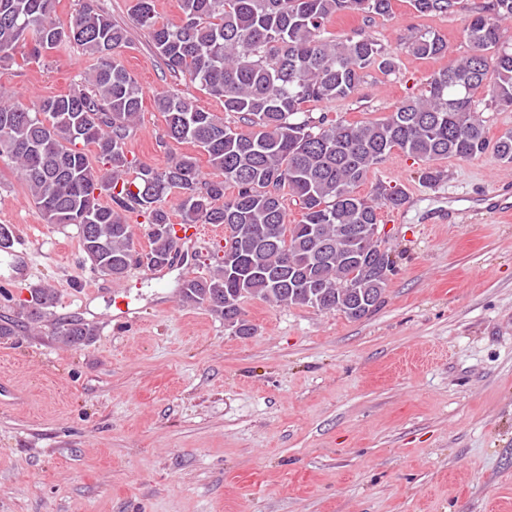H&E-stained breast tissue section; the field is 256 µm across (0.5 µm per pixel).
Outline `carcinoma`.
<instances>
[{
	"instance_id": "carcinoma-1",
	"label": "carcinoma",
	"mask_w": 512,
	"mask_h": 512,
	"mask_svg": "<svg viewBox=\"0 0 512 512\" xmlns=\"http://www.w3.org/2000/svg\"><path fill=\"white\" fill-rule=\"evenodd\" d=\"M131 22L150 31L156 54L238 115L231 126L185 96L154 100L165 137L189 141L207 157L214 176L204 179L191 154L158 168L132 165L127 143L141 120L143 92L121 63L129 44L125 27L112 22L99 0H81L69 23L56 22L57 0H0V61L38 63L74 43L94 64L69 92L30 104L0 100V161L26 187L47 224H74L92 269L113 279L132 265L149 269L171 259L173 238L152 231L172 224L168 197L177 193L183 224H214L230 230L216 269L183 280L181 296L204 305L250 336L242 301L301 305L339 311L354 320L376 309L393 269L389 254L366 243L352 250L344 229L379 223L378 210L403 203L400 191L380 184L373 197L357 194L371 170L394 149L422 162L468 160L493 149L512 163V131L492 142L475 107L474 93L512 109V49L503 45L502 24L512 20V0H486L470 14L465 56L434 73L425 92L400 101L372 122L348 123L305 111L308 102L353 97L368 71L396 72L397 53L365 30L338 37L330 21L345 13L367 22L392 12V0H180L177 25L155 19L154 0H131ZM457 0H412L422 15L450 14ZM400 51L420 59L448 54L441 35L416 32L400 39ZM93 146L97 161L84 147ZM232 188L226 194V188ZM302 209L288 223L282 190ZM110 196L102 204L100 197ZM147 215L150 247L135 250L130 215ZM377 269L351 288L349 255ZM25 317L35 323L57 304L54 289L38 285ZM59 343L91 345L98 328L82 320L57 322Z\"/></svg>"
}]
</instances>
